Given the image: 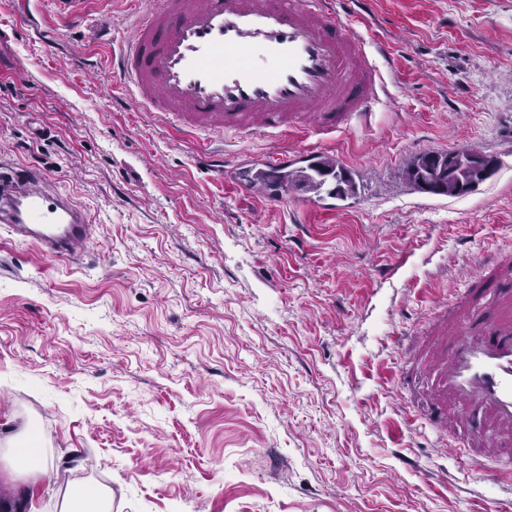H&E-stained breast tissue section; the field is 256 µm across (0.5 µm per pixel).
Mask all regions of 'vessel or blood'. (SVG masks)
<instances>
[{"mask_svg": "<svg viewBox=\"0 0 512 512\" xmlns=\"http://www.w3.org/2000/svg\"><path fill=\"white\" fill-rule=\"evenodd\" d=\"M131 37L112 56L128 108L213 135L333 131L378 99L366 41L331 0H130ZM0 224L61 259L87 247L84 209L48 175L0 166ZM428 417L456 421L459 445L512 447V266L442 311L421 347Z\"/></svg>", "mask_w": 512, "mask_h": 512, "instance_id": "obj_1", "label": "vessel or blood"}]
</instances>
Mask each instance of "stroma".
Listing matches in <instances>:
<instances>
[{"label":"stroma","instance_id":"obj_1","mask_svg":"<svg viewBox=\"0 0 512 512\" xmlns=\"http://www.w3.org/2000/svg\"><path fill=\"white\" fill-rule=\"evenodd\" d=\"M386 47L366 121L201 149L113 90L125 0L77 27L0 0V159L46 170L91 238L59 259L0 228V468L26 432L49 475L0 498L60 512H512L447 429L407 425L394 382L433 301L512 260V0H334ZM344 165L357 198L246 195L204 160L281 148ZM467 148L496 170L454 197L401 175ZM112 511L111 494L106 489L83 492L67 502L62 512H110Z\"/></svg>","mask_w":512,"mask_h":512}]
</instances>
